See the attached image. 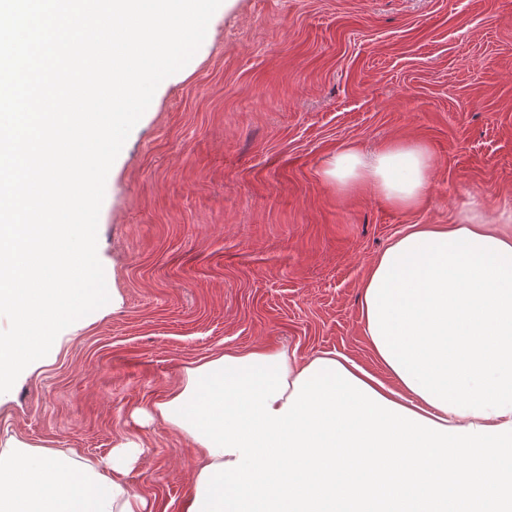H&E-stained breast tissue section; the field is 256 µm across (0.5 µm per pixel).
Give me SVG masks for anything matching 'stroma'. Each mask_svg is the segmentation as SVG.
<instances>
[{
	"label": "stroma",
	"instance_id": "stroma-1",
	"mask_svg": "<svg viewBox=\"0 0 512 512\" xmlns=\"http://www.w3.org/2000/svg\"><path fill=\"white\" fill-rule=\"evenodd\" d=\"M434 149L428 200L344 198L325 158L393 138ZM98 223L108 305L0 396V449L144 451L126 476L183 512L198 450L136 409L227 350L338 352L379 367L361 281L411 224L512 197V0H223L113 163Z\"/></svg>",
	"mask_w": 512,
	"mask_h": 512
}]
</instances>
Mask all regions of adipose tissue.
<instances>
[{
  "label": "adipose tissue",
  "mask_w": 512,
  "mask_h": 512,
  "mask_svg": "<svg viewBox=\"0 0 512 512\" xmlns=\"http://www.w3.org/2000/svg\"><path fill=\"white\" fill-rule=\"evenodd\" d=\"M431 146L346 144L321 177L344 197L426 203ZM512 202L472 194L450 224H413L361 283L384 377L324 352L227 351L147 410L201 450L185 512H512ZM142 449L86 458L0 451V512H152L125 478Z\"/></svg>",
  "instance_id": "ef3b65f1"
}]
</instances>
